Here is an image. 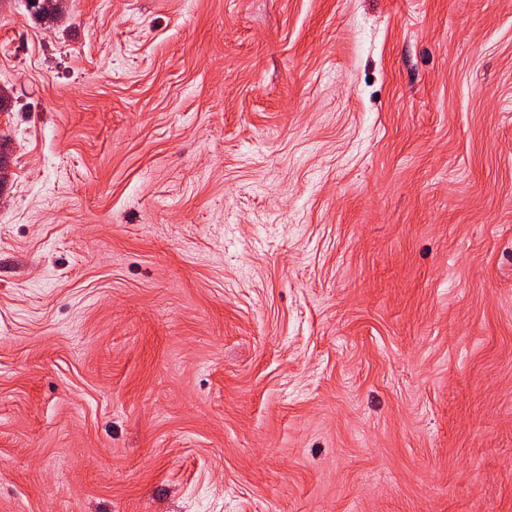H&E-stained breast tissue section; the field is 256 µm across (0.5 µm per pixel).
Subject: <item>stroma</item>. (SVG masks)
Listing matches in <instances>:
<instances>
[{"label":"stroma","instance_id":"stroma-1","mask_svg":"<svg viewBox=\"0 0 512 512\" xmlns=\"http://www.w3.org/2000/svg\"><path fill=\"white\" fill-rule=\"evenodd\" d=\"M0 0V512H512V0Z\"/></svg>","mask_w":512,"mask_h":512}]
</instances>
